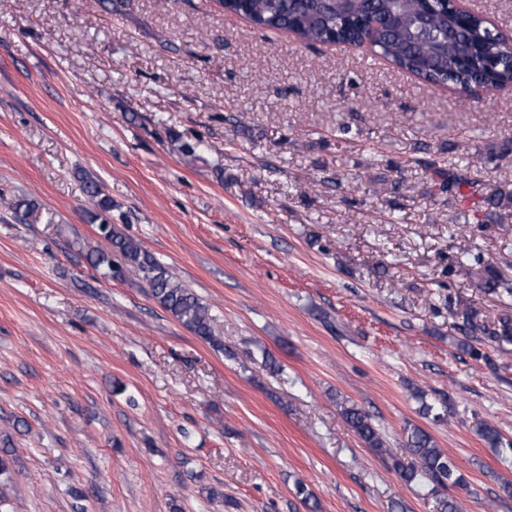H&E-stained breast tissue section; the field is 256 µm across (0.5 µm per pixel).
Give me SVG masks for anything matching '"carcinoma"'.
<instances>
[{"mask_svg": "<svg viewBox=\"0 0 512 512\" xmlns=\"http://www.w3.org/2000/svg\"><path fill=\"white\" fill-rule=\"evenodd\" d=\"M226 10L246 18L256 28L289 32L305 45H349L365 43L397 68L431 85L451 86L466 94L479 83L486 89L512 85V51L486 30L487 20L479 13L470 14V23L462 25L457 16L438 0H223ZM427 18L431 36L419 31V22ZM86 196L93 206L94 218L112 210V199L101 184L88 177L84 181ZM483 202L500 209L495 223L512 224V191L491 195ZM99 233L110 249H92L86 253L88 264L102 271L107 279L121 281L137 276L148 295L187 330L217 350L224 349L214 335L210 307L192 289L176 280L169 270L147 252L134 238L114 230L112 224H98ZM488 293L512 295V281L489 271L484 279ZM462 319L467 340L459 343L466 354L477 356L479 350L470 343L503 347L512 344V317L502 315L491 325L479 324L473 311L456 310ZM336 407L348 427L380 455L393 461V469L404 482L425 480L431 492L439 495L440 512H458L457 497L445 494L453 490L470 495L474 489L459 470L447 450L437 446L433 437L418 427L404 428L405 443L399 458L386 446L371 415L356 403L342 398ZM483 440L501 453H512V442L503 447L499 430L487 423L476 425Z\"/></svg>", "mask_w": 512, "mask_h": 512, "instance_id": "carcinoma-1", "label": "carcinoma"}]
</instances>
